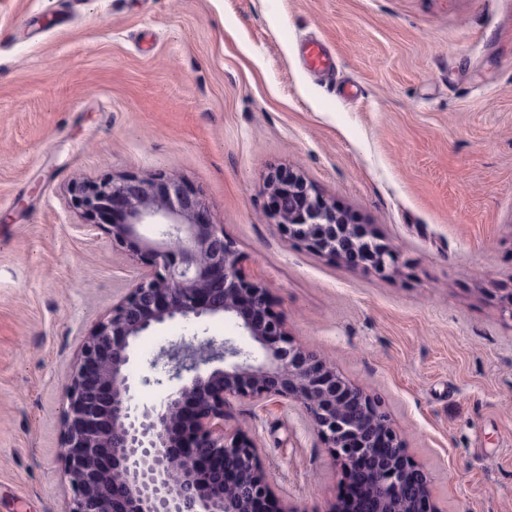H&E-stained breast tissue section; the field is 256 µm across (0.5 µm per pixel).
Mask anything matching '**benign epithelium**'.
<instances>
[{
  "mask_svg": "<svg viewBox=\"0 0 512 512\" xmlns=\"http://www.w3.org/2000/svg\"><path fill=\"white\" fill-rule=\"evenodd\" d=\"M264 188L272 223L289 240L333 259L363 254L364 268L382 276L398 267L387 242L347 223L301 175L274 172ZM70 203L149 272L89 333L66 380L68 512H253L258 500L274 502L259 447L226 428L233 402L269 398L306 415L349 475L356 512H438L427 472L406 453L383 403L296 342L194 190L166 175L112 176L75 184ZM147 224L160 226L159 237L142 233ZM221 315L240 321L251 348L194 339L164 347L142 383L165 387V396L132 407L127 369L141 336Z\"/></svg>",
  "mask_w": 512,
  "mask_h": 512,
  "instance_id": "1",
  "label": "benign epithelium"
}]
</instances>
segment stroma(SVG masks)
<instances>
[{"instance_id":"1","label":"stroma","mask_w":512,"mask_h":512,"mask_svg":"<svg viewBox=\"0 0 512 512\" xmlns=\"http://www.w3.org/2000/svg\"><path fill=\"white\" fill-rule=\"evenodd\" d=\"M332 52L307 67L305 41ZM290 169L398 251L380 276L289 241ZM173 176L295 340L384 402L441 512H512V0H0V512H67L62 388L142 277L84 227L73 184ZM246 345L235 319L174 322ZM293 512L348 478L284 402H234Z\"/></svg>"}]
</instances>
